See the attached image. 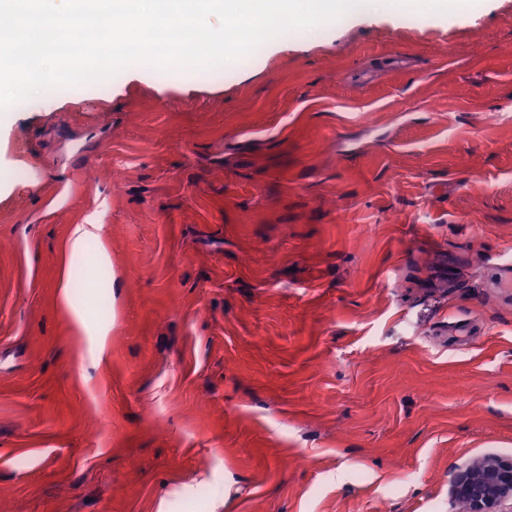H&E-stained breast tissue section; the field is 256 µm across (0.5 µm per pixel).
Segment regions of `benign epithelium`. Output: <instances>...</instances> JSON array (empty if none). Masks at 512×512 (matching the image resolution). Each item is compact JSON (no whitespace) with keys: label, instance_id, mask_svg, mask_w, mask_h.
Instances as JSON below:
<instances>
[{"label":"benign epithelium","instance_id":"benign-epithelium-1","mask_svg":"<svg viewBox=\"0 0 512 512\" xmlns=\"http://www.w3.org/2000/svg\"><path fill=\"white\" fill-rule=\"evenodd\" d=\"M464 512H512V458L485 454L462 466L451 482Z\"/></svg>","mask_w":512,"mask_h":512}]
</instances>
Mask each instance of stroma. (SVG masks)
Returning <instances> with one entry per match:
<instances>
[{
  "label": "stroma",
  "instance_id": "35a3bbf8",
  "mask_svg": "<svg viewBox=\"0 0 512 512\" xmlns=\"http://www.w3.org/2000/svg\"><path fill=\"white\" fill-rule=\"evenodd\" d=\"M406 16L0 125V512H463L512 457V0ZM97 230H99V227L96 224H76L72 226L66 253L68 270L86 264L88 244L93 239L100 243L99 235L96 233ZM67 288L68 283H66L61 289L60 299L62 304L74 317L77 330L79 332L86 333L87 336H95L99 353H105L106 338L108 336L109 329L107 327L92 328L88 326L83 319V312L81 308L75 304ZM464 512L512 511V458L485 454L462 466L451 482Z\"/></svg>",
  "mask_w": 512,
  "mask_h": 512
}]
</instances>
